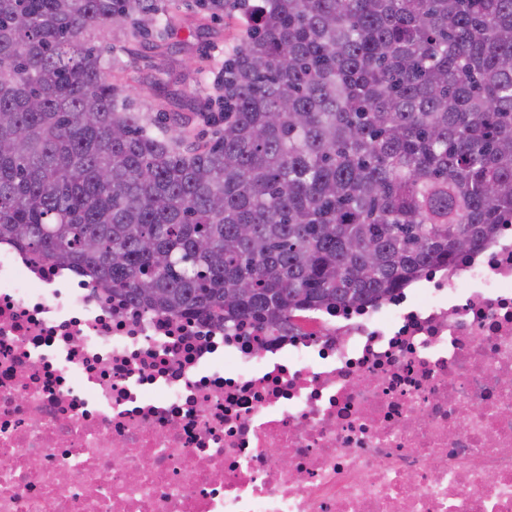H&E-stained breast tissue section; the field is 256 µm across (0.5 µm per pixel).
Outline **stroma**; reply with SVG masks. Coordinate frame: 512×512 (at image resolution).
Listing matches in <instances>:
<instances>
[{
	"label": "stroma",
	"instance_id": "35a3bbf8",
	"mask_svg": "<svg viewBox=\"0 0 512 512\" xmlns=\"http://www.w3.org/2000/svg\"><path fill=\"white\" fill-rule=\"evenodd\" d=\"M161 8L179 23L162 45L144 39L131 59L126 93L135 106L163 113L167 126H177L178 116L186 115L194 132L211 135L217 114L213 82L223 67L225 45L239 32L238 22L202 16L185 0H161Z\"/></svg>",
	"mask_w": 512,
	"mask_h": 512
}]
</instances>
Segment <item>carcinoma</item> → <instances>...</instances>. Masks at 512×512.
Masks as SVG:
<instances>
[{"label":"carcinoma","mask_w":512,"mask_h":512,"mask_svg":"<svg viewBox=\"0 0 512 512\" xmlns=\"http://www.w3.org/2000/svg\"><path fill=\"white\" fill-rule=\"evenodd\" d=\"M239 11L224 125L152 131L105 27L158 0H0V240L149 311L276 322L391 292L512 223V0Z\"/></svg>","instance_id":"carcinoma-1"}]
</instances>
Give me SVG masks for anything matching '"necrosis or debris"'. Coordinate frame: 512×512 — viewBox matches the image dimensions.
Here are the masks:
<instances>
[{"instance_id": "4bbe7bcc", "label": "necrosis or debris", "mask_w": 512, "mask_h": 512, "mask_svg": "<svg viewBox=\"0 0 512 512\" xmlns=\"http://www.w3.org/2000/svg\"><path fill=\"white\" fill-rule=\"evenodd\" d=\"M0 512H512V224L276 323L1 240Z\"/></svg>"}]
</instances>
